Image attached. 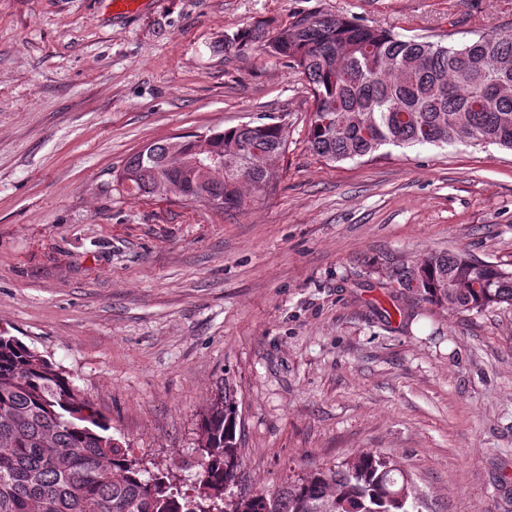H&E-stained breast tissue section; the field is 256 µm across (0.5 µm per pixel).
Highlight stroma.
Wrapping results in <instances>:
<instances>
[{"mask_svg":"<svg viewBox=\"0 0 512 512\" xmlns=\"http://www.w3.org/2000/svg\"><path fill=\"white\" fill-rule=\"evenodd\" d=\"M314 11L458 43L512 25V0H145L122 17L110 0H0V331L184 488L228 388L236 492L376 449L428 512H512V306L451 315L378 286L429 251L512 269V151L315 155L302 74L224 48ZM263 117L288 145L240 208L113 187L150 142Z\"/></svg>","mask_w":512,"mask_h":512,"instance_id":"1","label":"stroma"}]
</instances>
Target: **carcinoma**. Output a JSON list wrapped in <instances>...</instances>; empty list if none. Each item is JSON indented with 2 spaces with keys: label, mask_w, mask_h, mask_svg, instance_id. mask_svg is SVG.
Here are the masks:
<instances>
[{
  "label": "carcinoma",
  "mask_w": 512,
  "mask_h": 512,
  "mask_svg": "<svg viewBox=\"0 0 512 512\" xmlns=\"http://www.w3.org/2000/svg\"><path fill=\"white\" fill-rule=\"evenodd\" d=\"M248 47L287 59L305 76L314 99L307 141L329 162L385 145L455 140L512 151V27L445 44L306 13L273 33L258 23L224 40L226 51ZM287 141L278 122L178 136L130 154L113 180L142 196L239 208L243 186H272L263 161ZM215 153L234 164L211 165ZM378 287L458 314L512 306V270L462 252L426 255ZM237 417L232 394L211 404L199 432L198 487L182 492L164 474L145 476L69 378L1 332L0 512H424L400 463L373 449L275 490L224 500L238 467Z\"/></svg>",
  "instance_id": "1"
}]
</instances>
